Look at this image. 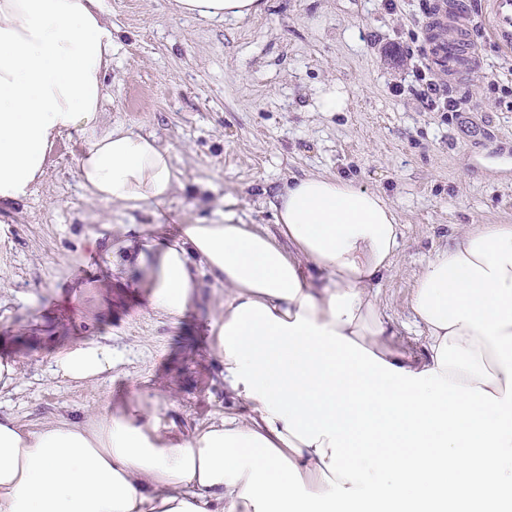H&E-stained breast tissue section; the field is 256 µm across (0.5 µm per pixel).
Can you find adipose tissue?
I'll return each instance as SVG.
<instances>
[{
  "label": "adipose tissue",
  "instance_id": "adipose-tissue-1",
  "mask_svg": "<svg viewBox=\"0 0 512 512\" xmlns=\"http://www.w3.org/2000/svg\"><path fill=\"white\" fill-rule=\"evenodd\" d=\"M173 3L210 20L265 8ZM112 44L101 0H0V208L28 199L66 133L85 144L90 202L139 208L179 186L154 135L102 123ZM274 209L275 235L228 212L106 254L170 317L202 276L223 286L211 346L249 415L176 442L140 399L34 429L0 413V512H512V224L471 225L429 260L410 303L419 354L391 340L371 290L399 251L395 209L323 175ZM111 367L98 341L54 359L78 383Z\"/></svg>",
  "mask_w": 512,
  "mask_h": 512
}]
</instances>
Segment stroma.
I'll use <instances>...</instances> for the list:
<instances>
[{
    "label": "stroma",
    "instance_id": "stroma-1",
    "mask_svg": "<svg viewBox=\"0 0 512 512\" xmlns=\"http://www.w3.org/2000/svg\"><path fill=\"white\" fill-rule=\"evenodd\" d=\"M428 0H269L242 20L174 12L172 0H102L115 47L104 120L155 135L181 186L166 203L120 209L91 203L77 161L84 143L63 135L44 182L0 209V356L22 378L0 413L28 429L75 419L133 397L160 401L159 425L183 438L247 407L224 393L209 324L224 290L204 278L179 319L153 310L131 272L110 269L118 224L175 237L183 224H245L277 232L271 203L288 180L333 175L395 208L401 248L373 288L399 343L423 352L410 313L416 275L470 224H512V53L479 38L482 65L452 88L475 112H425L392 87L412 82L408 49L424 44ZM338 88L342 112L319 110ZM81 341L112 348V369L78 385L53 376L55 356Z\"/></svg>",
    "mask_w": 512,
    "mask_h": 512
}]
</instances>
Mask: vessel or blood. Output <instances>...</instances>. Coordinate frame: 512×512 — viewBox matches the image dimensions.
Instances as JSON below:
<instances>
[{
    "instance_id": "obj_1",
    "label": "vessel or blood",
    "mask_w": 512,
    "mask_h": 512,
    "mask_svg": "<svg viewBox=\"0 0 512 512\" xmlns=\"http://www.w3.org/2000/svg\"><path fill=\"white\" fill-rule=\"evenodd\" d=\"M484 26L498 46L512 51V0H484ZM431 68L451 78L472 71L479 51L467 25L461 0H432L422 25Z\"/></svg>"
}]
</instances>
